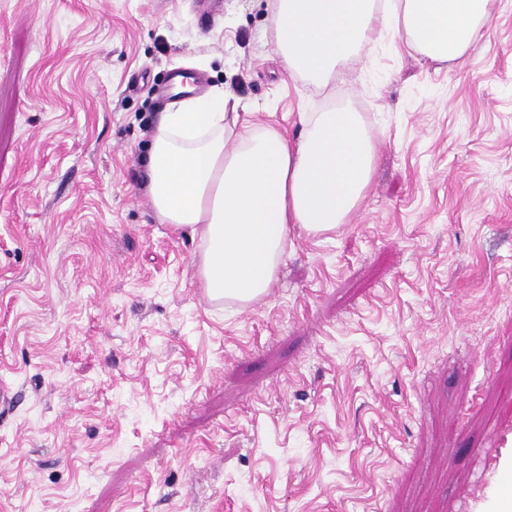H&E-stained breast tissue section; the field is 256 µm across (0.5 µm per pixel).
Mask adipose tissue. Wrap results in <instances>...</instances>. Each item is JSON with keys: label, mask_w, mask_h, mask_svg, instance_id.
<instances>
[{"label": "adipose tissue", "mask_w": 512, "mask_h": 512, "mask_svg": "<svg viewBox=\"0 0 512 512\" xmlns=\"http://www.w3.org/2000/svg\"><path fill=\"white\" fill-rule=\"evenodd\" d=\"M497 0H272L269 24L289 77L324 88L341 66L392 31L423 57L465 63ZM289 136L251 122L238 97L213 89L163 112L142 168L159 223L199 241L198 276L214 301L268 296L297 235L349 223L377 146L362 113L299 106Z\"/></svg>", "instance_id": "1"}]
</instances>
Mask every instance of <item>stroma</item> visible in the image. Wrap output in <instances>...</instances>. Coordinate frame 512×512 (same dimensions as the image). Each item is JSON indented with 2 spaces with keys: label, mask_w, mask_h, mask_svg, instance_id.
Listing matches in <instances>:
<instances>
[{
  "label": "stroma",
  "mask_w": 512,
  "mask_h": 512,
  "mask_svg": "<svg viewBox=\"0 0 512 512\" xmlns=\"http://www.w3.org/2000/svg\"><path fill=\"white\" fill-rule=\"evenodd\" d=\"M271 0H0V512H490L512 434V0L433 63L384 37L288 77ZM174 74L295 134L365 113L348 224L270 296L200 290L140 161Z\"/></svg>",
  "instance_id": "1"
}]
</instances>
